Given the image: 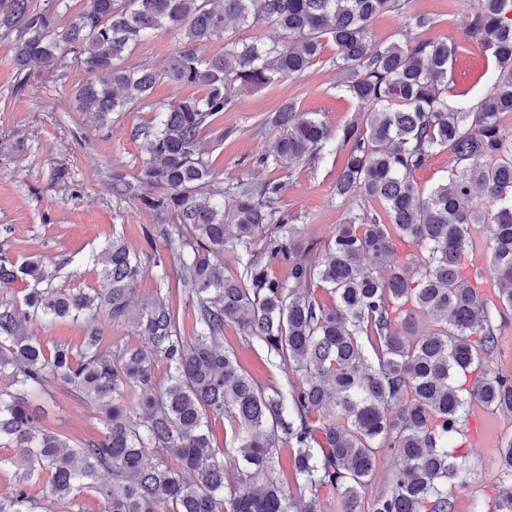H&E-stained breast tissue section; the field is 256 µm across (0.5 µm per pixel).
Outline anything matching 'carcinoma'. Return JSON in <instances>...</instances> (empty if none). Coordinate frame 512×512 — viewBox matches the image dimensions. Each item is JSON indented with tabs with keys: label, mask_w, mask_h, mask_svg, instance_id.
Instances as JSON below:
<instances>
[{
	"label": "carcinoma",
	"mask_w": 512,
	"mask_h": 512,
	"mask_svg": "<svg viewBox=\"0 0 512 512\" xmlns=\"http://www.w3.org/2000/svg\"><path fill=\"white\" fill-rule=\"evenodd\" d=\"M221 2L89 0L70 16L66 0L37 10L30 0H0L18 89L33 73L62 77L75 63L88 75L75 92L81 111L101 122L134 104L157 113L134 131L147 157L113 191L152 214L147 237L176 256L195 317L193 335H183L169 290L133 308L142 262L119 236L103 249L99 285L88 291L53 287L55 272L41 259L18 265L0 255V290L25 284L21 303H0V447L14 449L0 469L16 477L0 512H38L31 482L41 478L60 509L87 489L103 512H323V489L336 494L337 512H364L385 452L391 486L373 495L369 512H454L467 458L458 435L470 406L512 412V375L489 365L499 325L472 283L490 274L512 308V140L499 130L500 116L512 112V0H480L467 18L496 69L487 92L459 107L447 99L456 47L418 37L434 19L409 11L406 0ZM383 12L404 16L401 40L372 41L371 21ZM229 20L271 32L247 43L227 35ZM161 30L184 41L161 70L116 64ZM221 37L224 53L205 56ZM327 38L361 118L335 130L319 113L285 105L270 119L279 134L254 159L268 169L316 161L334 140L347 148L335 185L347 216L320 255L281 209L285 182L248 177L226 186L212 157L224 142L214 127L234 93L301 75ZM161 77L205 94L151 102ZM445 149L453 167L425 193L413 175ZM371 198L385 214L366 207ZM474 224L486 225L489 264L470 278ZM400 240L416 253L390 265ZM277 265L286 278L274 275ZM103 313L132 323L142 343L102 347L95 321ZM38 318L79 321L86 334L75 348L41 338L30 330ZM229 327L300 375L299 387L250 375L224 346ZM50 376L104 410V438L72 446L41 424L44 411L30 395ZM218 418L229 425L222 447L210 424ZM283 448L295 496L279 477ZM501 459L507 479L475 512H512V438Z\"/></svg>",
	"instance_id": "cac0c4a2"
}]
</instances>
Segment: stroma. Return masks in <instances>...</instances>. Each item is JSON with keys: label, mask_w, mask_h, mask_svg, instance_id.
Wrapping results in <instances>:
<instances>
[{"label": "stroma", "mask_w": 512, "mask_h": 512, "mask_svg": "<svg viewBox=\"0 0 512 512\" xmlns=\"http://www.w3.org/2000/svg\"><path fill=\"white\" fill-rule=\"evenodd\" d=\"M477 4L478 0L410 2L411 11L435 19L428 38L457 45L448 69L452 103L475 102L490 85L493 62L464 27ZM182 44L178 33L162 32L136 45L124 62L158 70ZM335 55L334 44L326 43L319 60L300 76L239 93L219 120L226 135L213 155L218 181L232 183L251 173L285 181L283 208L298 216L304 238L320 249L345 218L346 208L335 190L344 149L336 143L317 162H286L260 171L253 169L252 161L276 135L265 127V119L287 103L321 113L336 129L355 118L357 106L341 89ZM86 78L74 67L60 79L30 78L28 88L18 90L12 45L0 40V252L18 262L44 259L57 269V287L87 289L97 287L99 281L100 268L93 264L92 253L113 236H121L146 258L135 290L134 300L139 303L156 292L161 276L176 280L179 269L173 257L163 271L149 262L151 252L165 250L163 243L146 240L150 212L112 194L116 178L131 177L139 170L147 154L146 142L135 137L134 129L149 124L153 114L134 107L113 114L106 126H97L76 107V88ZM224 336L247 372L269 383L286 382L285 373L259 341L230 329ZM32 400L44 409V426L71 442L95 441L106 433L103 413L80 401L60 381L51 382L48 394L33 395ZM468 425L473 441L464 482L455 491V512H471L473 502L486 500L504 478L500 447L512 436V414L476 408L468 415Z\"/></svg>", "instance_id": "stroma-1"}]
</instances>
